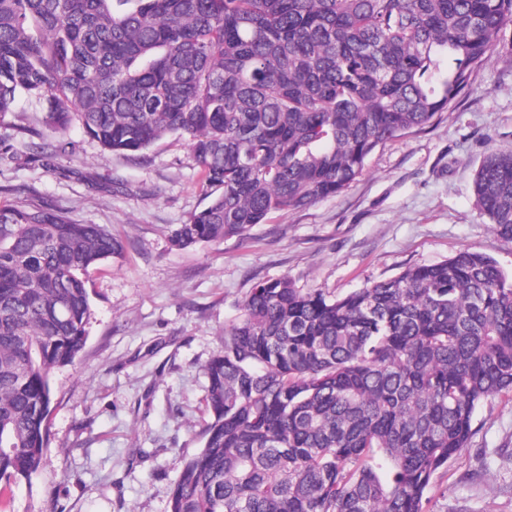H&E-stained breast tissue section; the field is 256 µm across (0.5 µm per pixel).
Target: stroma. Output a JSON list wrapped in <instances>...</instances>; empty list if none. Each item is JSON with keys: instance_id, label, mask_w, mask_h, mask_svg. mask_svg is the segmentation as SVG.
I'll return each instance as SVG.
<instances>
[{"instance_id": "stroma-1", "label": "stroma", "mask_w": 512, "mask_h": 512, "mask_svg": "<svg viewBox=\"0 0 512 512\" xmlns=\"http://www.w3.org/2000/svg\"><path fill=\"white\" fill-rule=\"evenodd\" d=\"M42 116V102L24 95L0 124V208L103 225L125 251L87 276L86 346L53 371L49 445L1 512H168L202 446L203 367L257 282L285 276L343 296L468 247L512 273V241L493 232L473 193L484 156L512 149V24L446 112L378 147L342 193L276 212L243 239L172 247L173 231L206 204L187 139L166 136L131 158L76 123L65 152L34 163L18 127ZM474 426L435 512H512V398L479 406Z\"/></svg>"}]
</instances>
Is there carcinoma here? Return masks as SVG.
Wrapping results in <instances>:
<instances>
[{"label":"carcinoma","instance_id":"carcinoma-1","mask_svg":"<svg viewBox=\"0 0 512 512\" xmlns=\"http://www.w3.org/2000/svg\"><path fill=\"white\" fill-rule=\"evenodd\" d=\"M512 0H0V118L43 101L138 157L190 140L208 203L178 248L243 237L333 197L374 150L431 123L486 66ZM475 201L512 241V150ZM98 224L0 208V498L39 468L54 368L84 349ZM204 366L210 421L169 512H434L484 402L512 394V275L469 248L343 297L261 281Z\"/></svg>","mask_w":512,"mask_h":512}]
</instances>
